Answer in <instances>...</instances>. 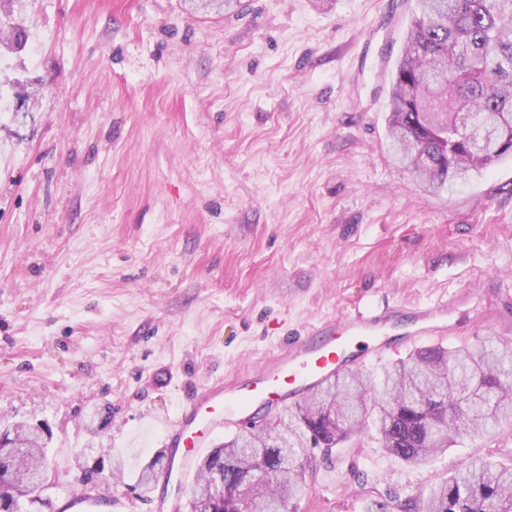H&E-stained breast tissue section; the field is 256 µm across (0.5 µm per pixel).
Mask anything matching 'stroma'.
<instances>
[{"mask_svg": "<svg viewBox=\"0 0 512 512\" xmlns=\"http://www.w3.org/2000/svg\"><path fill=\"white\" fill-rule=\"evenodd\" d=\"M415 9L30 0L0 57V420L51 429L44 512H156L157 422L327 319L446 304L427 346H512V158L430 194L387 137ZM80 451L121 467L85 483ZM472 457L511 464L512 422L423 468L366 429L289 512H400Z\"/></svg>", "mask_w": 512, "mask_h": 512, "instance_id": "1", "label": "stroma"}]
</instances>
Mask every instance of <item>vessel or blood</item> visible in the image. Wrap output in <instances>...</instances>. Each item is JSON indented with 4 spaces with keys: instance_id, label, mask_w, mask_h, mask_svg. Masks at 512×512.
<instances>
[{
    "instance_id": "1",
    "label": "vessel or blood",
    "mask_w": 512,
    "mask_h": 512,
    "mask_svg": "<svg viewBox=\"0 0 512 512\" xmlns=\"http://www.w3.org/2000/svg\"><path fill=\"white\" fill-rule=\"evenodd\" d=\"M447 313L444 305L404 318L386 311L358 313L292 341L257 372L227 384L199 386L178 417L161 425L159 445L167 453L161 481L179 488L192 459L216 434L251 427L260 408L270 415L286 411L337 375L388 355L396 343L413 345L429 338L437 331L436 320Z\"/></svg>"
}]
</instances>
